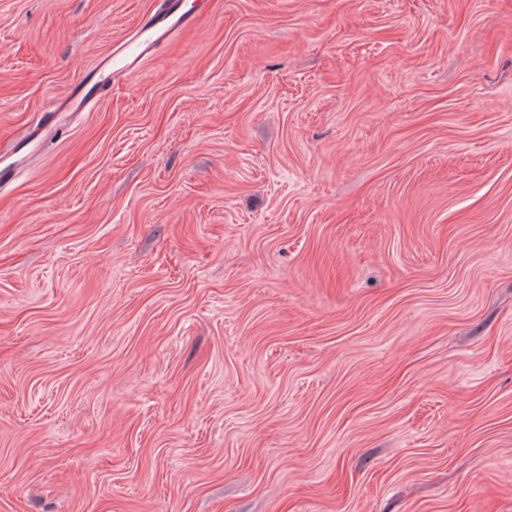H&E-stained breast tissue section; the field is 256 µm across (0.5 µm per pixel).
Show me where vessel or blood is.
Returning a JSON list of instances; mask_svg holds the SVG:
<instances>
[{
  "label": "vessel or blood",
  "mask_w": 512,
  "mask_h": 512,
  "mask_svg": "<svg viewBox=\"0 0 512 512\" xmlns=\"http://www.w3.org/2000/svg\"><path fill=\"white\" fill-rule=\"evenodd\" d=\"M197 23L196 16L182 10L179 0H162L160 8L136 31L83 74L70 96L59 104V111L85 110L98 95L139 70L168 38L195 27Z\"/></svg>",
  "instance_id": "1"
}]
</instances>
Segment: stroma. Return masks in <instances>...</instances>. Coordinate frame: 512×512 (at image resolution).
Here are the masks:
<instances>
[{
  "label": "stroma",
  "mask_w": 512,
  "mask_h": 512,
  "mask_svg": "<svg viewBox=\"0 0 512 512\" xmlns=\"http://www.w3.org/2000/svg\"><path fill=\"white\" fill-rule=\"evenodd\" d=\"M0 0V512H512V0ZM179 1L163 0L160 8L136 31L83 74L70 96L55 108L56 112L85 110L98 95L139 70L143 62L152 57L168 38L195 27L199 18L183 11Z\"/></svg>",
  "instance_id": "35a3bbf8"
}]
</instances>
